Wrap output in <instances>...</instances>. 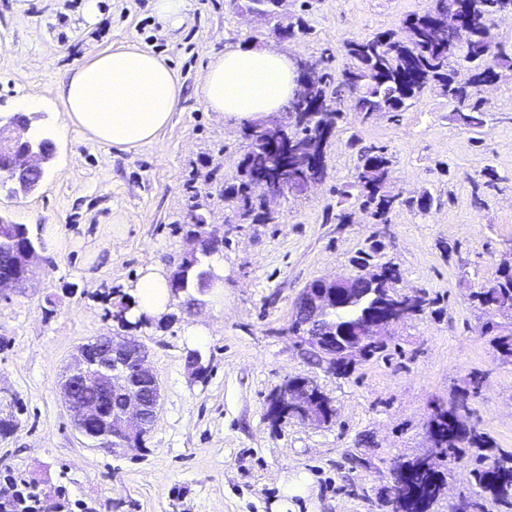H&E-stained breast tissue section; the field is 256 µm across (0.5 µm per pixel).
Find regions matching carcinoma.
Instances as JSON below:
<instances>
[{
    "label": "carcinoma",
    "mask_w": 512,
    "mask_h": 512,
    "mask_svg": "<svg viewBox=\"0 0 512 512\" xmlns=\"http://www.w3.org/2000/svg\"><path fill=\"white\" fill-rule=\"evenodd\" d=\"M512 13V0H435L434 6L422 14L407 16L399 30H386L361 40H345L341 52L346 64L340 74H324L325 86L311 92V102L302 113L305 124L296 128L299 136L295 149L288 154V167L294 172L307 168V134H315L324 125L336 131L344 119L345 109L355 112H402L423 92L435 86L448 100L465 113L462 120L471 128L484 126L483 100L474 91L457 88L452 82L453 71L467 64L477 72L512 71V54L494 33L497 15ZM441 22L453 25L458 36L447 42L434 39V27ZM270 140H262L248 150L241 179L230 186L229 199L254 213L253 221L266 224L271 217L262 212V204L247 192L248 177L271 171L273 154L268 150ZM350 147L357 148V164L352 188L356 201L370 205L376 223L388 222L389 214L400 207L424 210L413 198H403L385 190L391 159L378 147H361L359 139L350 138ZM0 234L13 240V247H43L41 225L14 232V222L0 219ZM212 250H203L181 262L179 288L186 299H195L198 272L209 265ZM497 287L481 288L473 299L489 313L512 309V274H499ZM384 294L377 286L363 284L361 299L350 308L331 310L328 317L342 325L354 315L364 317L383 308ZM469 395L462 394L439 412L445 420L438 423L433 436L434 448L449 459L459 457L462 449L475 448L481 459H492V464L475 469L473 477L480 492L512 512V450L497 446L496 442L476 426L468 424ZM394 483H403L405 503L401 512H430L432 503L444 488L443 474L420 468H409L406 473L394 472ZM16 482L7 479L0 484V512H39L40 494L36 485L27 484L29 492L21 497L15 492Z\"/></svg>",
    "instance_id": "carcinoma-1"
}]
</instances>
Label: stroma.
<instances>
[{
	"label": "stroma",
	"instance_id": "35a3bbf8",
	"mask_svg": "<svg viewBox=\"0 0 512 512\" xmlns=\"http://www.w3.org/2000/svg\"><path fill=\"white\" fill-rule=\"evenodd\" d=\"M432 0H294L309 32L281 41L259 16L230 0H191L182 28L165 32L152 0H0V116L31 94L47 100L32 124L54 152L38 188L0 187V215L55 230L41 267L0 294V481L36 482L74 512H390L396 463L428 446L436 405L469 374H484L471 421L512 448V364L502 363L488 317L470 294L512 264V72L482 94L486 124L473 130L438 89L405 111H346L331 139L324 180L277 201L275 224L232 223L222 197L247 142L238 124L205 109L199 77L210 55L237 44L285 46L291 57L330 51L340 72L344 40L398 29ZM137 44L164 56L182 96L156 145L125 152L61 133L55 103L70 70L107 46ZM385 148L390 191L431 195V210L400 209L378 224L339 190L354 181L350 136ZM497 179L487 185L485 168ZM352 218L341 224L340 209ZM223 226L224 284L203 308L127 329L114 316L140 269L171 270L190 250V217ZM374 261L400 271L396 290L423 296L424 311L396 326L383 354L347 372L312 361L289 331L294 303L319 278L359 274L354 259L372 242ZM202 328L195 339L188 328ZM136 336L162 386L155 425L140 449L110 452L75 429L56 382L77 346L96 336ZM205 371L194 375L189 352ZM302 377L334 412L325 424L272 422L270 398ZM480 461L463 451L441 461L445 491L430 512H459L478 488Z\"/></svg>",
	"mask_w": 512,
	"mask_h": 512
}]
</instances>
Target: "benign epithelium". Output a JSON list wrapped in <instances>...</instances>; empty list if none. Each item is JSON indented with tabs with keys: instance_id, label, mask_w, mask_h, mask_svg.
I'll use <instances>...</instances> for the list:
<instances>
[{
	"instance_id": "1",
	"label": "benign epithelium",
	"mask_w": 512,
	"mask_h": 512,
	"mask_svg": "<svg viewBox=\"0 0 512 512\" xmlns=\"http://www.w3.org/2000/svg\"><path fill=\"white\" fill-rule=\"evenodd\" d=\"M299 75L295 92L288 106L276 118L270 119V126L287 135L294 121L300 118V111L309 93L322 81V67L317 60L300 58L296 60ZM17 128L11 121L0 119V155L7 158V169L11 172L20 191L29 192L38 185L37 175L44 172L45 155L28 137L16 134ZM322 179L320 163L311 162L305 176L300 180L301 193L319 183ZM253 185L264 200L265 211L275 216L273 204L284 197L288 190V166L280 160L270 175H253ZM6 269L0 274V290L14 288L26 282L40 265V255L34 250L11 251L7 254ZM373 284L383 283L387 300L393 302L397 315L356 318L340 329L344 346H330L335 333L325 329L324 321L333 302L352 304L355 300V282L359 277L334 280L316 279L303 288L299 294L293 319L299 322V343L314 353L320 361L327 363L331 370L342 369L356 357L366 354L368 345L384 343L388 330L411 317L414 298L398 294L392 282L385 279L378 269L364 272L363 277ZM224 278L209 267L200 274L199 294L216 287ZM313 385L306 379L295 378L278 392L269 409L273 418L292 414L317 423H326L333 415L330 404L322 401L320 392L312 391ZM60 392L79 434L86 438V428L105 422L101 438L105 441L125 440L121 436L141 438L149 434L161 407L162 387L153 370L147 365V350L134 339L116 340L112 337L98 339L78 347L77 355L60 381ZM94 393L107 399L117 397L121 405L108 418L104 416L105 406L97 401H88L86 396Z\"/></svg>"
}]
</instances>
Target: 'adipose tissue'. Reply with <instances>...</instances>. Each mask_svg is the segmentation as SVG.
Segmentation results:
<instances>
[{"label":"adipose tissue","mask_w":512,"mask_h":512,"mask_svg":"<svg viewBox=\"0 0 512 512\" xmlns=\"http://www.w3.org/2000/svg\"><path fill=\"white\" fill-rule=\"evenodd\" d=\"M297 71L281 49L238 44L211 55L199 78L203 103L240 123L279 112L296 89ZM182 86L162 57L135 46L106 48L72 68L59 88L65 127L123 151L154 144L170 122ZM134 315L170 311L166 273L150 265L134 285Z\"/></svg>","instance_id":"ef3b65f1"}]
</instances>
